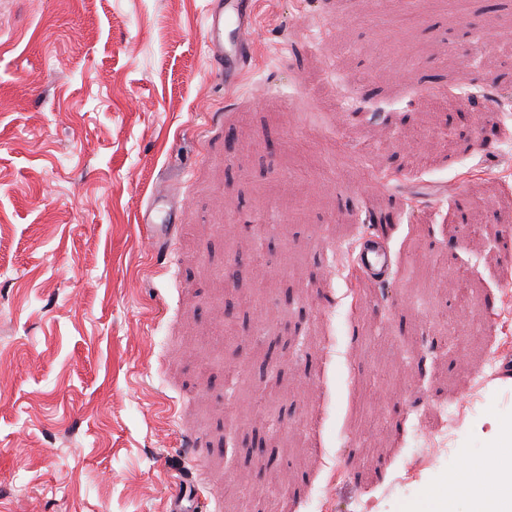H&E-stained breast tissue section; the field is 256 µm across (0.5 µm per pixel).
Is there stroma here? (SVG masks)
Instances as JSON below:
<instances>
[{"instance_id": "stroma-1", "label": "stroma", "mask_w": 512, "mask_h": 512, "mask_svg": "<svg viewBox=\"0 0 512 512\" xmlns=\"http://www.w3.org/2000/svg\"><path fill=\"white\" fill-rule=\"evenodd\" d=\"M498 2L255 0L228 87L206 0H0V512H165L183 477L203 512H405L484 456L512 420ZM359 270L374 279L385 281L390 274L387 247L380 237H366L358 255Z\"/></svg>"}]
</instances>
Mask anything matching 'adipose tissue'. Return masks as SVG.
<instances>
[{
  "label": "adipose tissue",
  "mask_w": 512,
  "mask_h": 512,
  "mask_svg": "<svg viewBox=\"0 0 512 512\" xmlns=\"http://www.w3.org/2000/svg\"><path fill=\"white\" fill-rule=\"evenodd\" d=\"M465 460L463 469L451 473L447 481L430 489L407 512H448L454 489L461 484L470 489V512H512V422L499 427L491 444L490 460L471 458L468 449H460ZM494 465L497 478L484 479L487 465Z\"/></svg>",
  "instance_id": "1"
}]
</instances>
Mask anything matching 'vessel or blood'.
Returning <instances> with one entry per match:
<instances>
[{
  "instance_id": "b4317fda",
  "label": "vessel or blood",
  "mask_w": 512,
  "mask_h": 512,
  "mask_svg": "<svg viewBox=\"0 0 512 512\" xmlns=\"http://www.w3.org/2000/svg\"><path fill=\"white\" fill-rule=\"evenodd\" d=\"M205 26L212 65L225 85H233L252 54L250 33L255 23L251 0H209ZM358 267L372 278H388V251L380 237L372 235L363 240ZM197 507L196 491L183 485L175 491L169 512H196Z\"/></svg>"
}]
</instances>
